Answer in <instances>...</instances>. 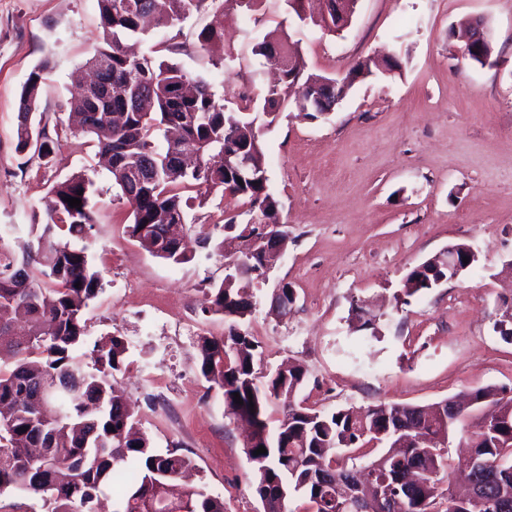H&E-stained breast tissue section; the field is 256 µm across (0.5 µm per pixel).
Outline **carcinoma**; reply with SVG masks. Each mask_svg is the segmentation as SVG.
Returning a JSON list of instances; mask_svg holds the SVG:
<instances>
[{
	"instance_id": "cac0c4a2",
	"label": "carcinoma",
	"mask_w": 512,
	"mask_h": 512,
	"mask_svg": "<svg viewBox=\"0 0 512 512\" xmlns=\"http://www.w3.org/2000/svg\"><path fill=\"white\" fill-rule=\"evenodd\" d=\"M206 0H98L102 43L88 60L107 65L108 89L72 100L75 136L91 138L97 156L131 207L128 234L151 255L172 264L195 258V244L167 237L182 224L192 199L203 205L219 191L248 198L250 211L275 209L278 201L263 181L238 182L224 170L228 134L250 138L265 165L258 129L250 116L228 110L210 84L151 54H129L125 41L144 33V17L168 27ZM223 20L204 28L206 47L221 41ZM288 45L286 35H267L256 54L273 62ZM47 63L35 66L23 86L16 149L30 144L41 157L52 153L46 128L28 123L36 109ZM374 75L364 60L340 80L350 89ZM292 104L306 111L302 83L288 80L268 89L260 111L272 124ZM158 131L177 133L156 143ZM195 155L193 167L172 163L171 152ZM150 162L156 176L134 182L129 173ZM188 191L196 197H187ZM94 182L75 173L52 185L44 197L47 221L32 222L17 248H0V491L12 489L42 501L44 512H97L101 495L117 485L123 493L113 512H224V500L203 486L181 482L191 459L179 446L161 453L136 428L112 375L121 370L128 344L113 335L96 344L92 363L78 355L86 344L85 310L101 290L91 264L89 231L96 221ZM81 199V209L65 199ZM222 228L252 239L255 224L231 218ZM448 278L432 259L410 269L398 301L424 293ZM256 276L223 280L211 288L210 310L231 322L223 337L197 339L200 373L220 395L224 413L256 429L245 447L250 485L262 512H457L452 493L439 487L461 477L472 484L473 512H512V396L495 386L475 388L428 406L379 403L361 411L316 409L296 401L308 369L297 360L261 372V342L243 322L252 313ZM494 331L512 341V302H503ZM239 393L243 404L234 401ZM455 430L467 436L469 457L454 462L444 447ZM264 446L266 453L254 451ZM370 467L359 477L357 463ZM303 507L290 509L293 499Z\"/></svg>"
}]
</instances>
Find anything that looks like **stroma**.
<instances>
[{
    "mask_svg": "<svg viewBox=\"0 0 512 512\" xmlns=\"http://www.w3.org/2000/svg\"><path fill=\"white\" fill-rule=\"evenodd\" d=\"M281 0L249 10L224 5V41L200 47L211 5L152 29L142 51L207 81L243 112L272 77L254 45L280 30ZM483 19L492 53L464 59L461 22ZM98 0H0V247L15 249L42 199L76 172L97 188L90 236L102 289L86 313L88 342H128L115 380L158 450L179 445L225 512H260L250 485L244 432L198 369V337H221L222 315L205 312L232 254L219 247L228 218L247 221L242 197L211 194L188 211L185 231L203 239L193 261L175 265L143 250L126 231L130 207L88 138L67 128L74 79L100 41ZM310 72L342 77L356 62L393 54L401 75L357 81L334 112L316 119L281 112L262 129L269 187L288 247L253 284L248 329L262 363L295 358L309 370L301 397L319 409L381 402L428 405L494 385L512 394V342L493 330L512 298V0H358L340 33L296 32ZM49 69L34 120L58 134L47 158L18 152L22 88L41 61ZM478 260L458 279L412 298L396 296L406 272L449 245ZM295 291L286 317L270 309L274 289ZM375 314L376 332L350 326L352 302Z\"/></svg>",
    "mask_w": 512,
    "mask_h": 512,
    "instance_id": "1",
    "label": "stroma"
}]
</instances>
